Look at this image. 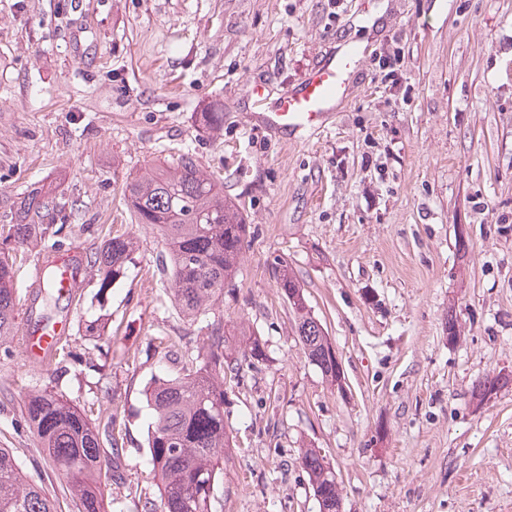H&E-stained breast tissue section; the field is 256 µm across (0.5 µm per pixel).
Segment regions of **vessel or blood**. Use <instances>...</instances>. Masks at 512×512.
<instances>
[{"label": "vessel or blood", "mask_w": 512, "mask_h": 512, "mask_svg": "<svg viewBox=\"0 0 512 512\" xmlns=\"http://www.w3.org/2000/svg\"><path fill=\"white\" fill-rule=\"evenodd\" d=\"M365 54L354 41L345 39L336 51L323 56L288 85L276 105H269L262 92L252 90L249 95V119L257 121L268 131L293 132L306 135L323 126L329 112L335 111L349 95V75L357 61ZM81 251H72L66 268L59 275L62 294L72 295L81 288L74 268L83 264ZM60 337L59 331L40 330L39 327L23 326L21 344L25 356H33L35 350L50 353Z\"/></svg>", "instance_id": "obj_1"}]
</instances>
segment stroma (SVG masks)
Segmentation results:
<instances>
[{
	"label": "stroma",
	"instance_id": "1",
	"mask_svg": "<svg viewBox=\"0 0 512 512\" xmlns=\"http://www.w3.org/2000/svg\"><path fill=\"white\" fill-rule=\"evenodd\" d=\"M0 0V226L40 188L70 203L57 239L16 244V320L44 312V254L120 234L138 241L109 288L88 269L53 313L67 331L32 362L0 345V448L77 512L67 479L20 417L48 387L113 450L110 512L159 503L145 465L152 376L207 341L174 307L167 248L136 223L127 182L192 155L250 226L234 294L210 312L265 344L227 382L233 447L211 512H319L300 452L334 465L342 512H512V383L483 408L472 387L512 376V0ZM359 39L357 88L325 127L287 139L250 123L339 36ZM399 52L401 83L374 59ZM224 112L208 132L201 115ZM288 260L343 366L309 362L299 319L267 271ZM82 320L98 336L78 331ZM456 340H449V328Z\"/></svg>",
	"mask_w": 512,
	"mask_h": 512
}]
</instances>
